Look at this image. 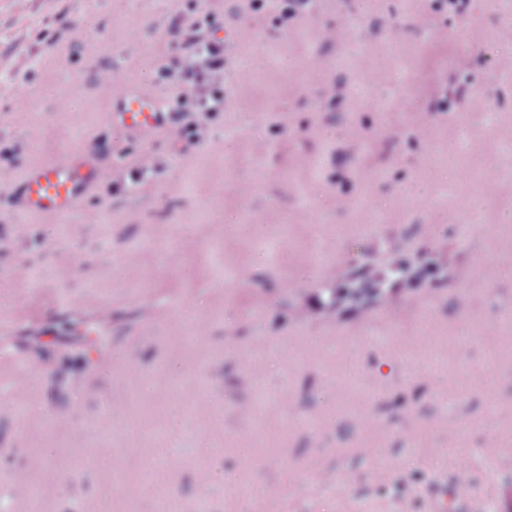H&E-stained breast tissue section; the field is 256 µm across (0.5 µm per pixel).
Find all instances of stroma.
Wrapping results in <instances>:
<instances>
[{"instance_id":"35a3bbf8","label":"stroma","mask_w":512,"mask_h":512,"mask_svg":"<svg viewBox=\"0 0 512 512\" xmlns=\"http://www.w3.org/2000/svg\"><path fill=\"white\" fill-rule=\"evenodd\" d=\"M195 2L235 36L234 99L184 152L108 110L130 81L159 94L181 0H0V141L15 148L0 159V334L52 367L18 387L0 368V496L23 477L42 512H157L161 496L172 512H435L464 478L472 497L448 512H512V276L484 278L512 242V43L492 37L506 17L491 0L461 18L431 0H319L284 33L268 11ZM462 53L467 101L435 111ZM61 150L94 157V188L74 213H19L18 180ZM135 156L165 160L159 181L112 197ZM383 242L410 260L447 250L448 272L317 309L327 272ZM100 306L106 365L53 333ZM151 460L157 484H108ZM331 470L339 485L320 482Z\"/></svg>"}]
</instances>
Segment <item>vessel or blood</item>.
<instances>
[{
  "label": "vessel or blood",
  "mask_w": 512,
  "mask_h": 512,
  "mask_svg": "<svg viewBox=\"0 0 512 512\" xmlns=\"http://www.w3.org/2000/svg\"><path fill=\"white\" fill-rule=\"evenodd\" d=\"M163 95L145 97L125 87L112 98V117L131 135L149 139L164 112ZM97 179L96 165L86 157L60 151L28 170L17 186V208L29 215L68 214Z\"/></svg>",
  "instance_id": "b4317fda"
}]
</instances>
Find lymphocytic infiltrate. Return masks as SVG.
<instances>
[{
  "mask_svg": "<svg viewBox=\"0 0 512 512\" xmlns=\"http://www.w3.org/2000/svg\"><path fill=\"white\" fill-rule=\"evenodd\" d=\"M182 38L165 42L156 80L167 97L161 133L184 147L206 143L213 123L230 97L224 79L230 51L229 37L220 35L212 13L194 10L181 14ZM448 257L438 252L417 268H408L392 253L365 266L358 285L367 291L414 288L443 273Z\"/></svg>",
  "mask_w": 512,
  "mask_h": 512,
  "instance_id": "f902f5d3",
  "label": "lymphocytic infiltrate"
}]
</instances>
